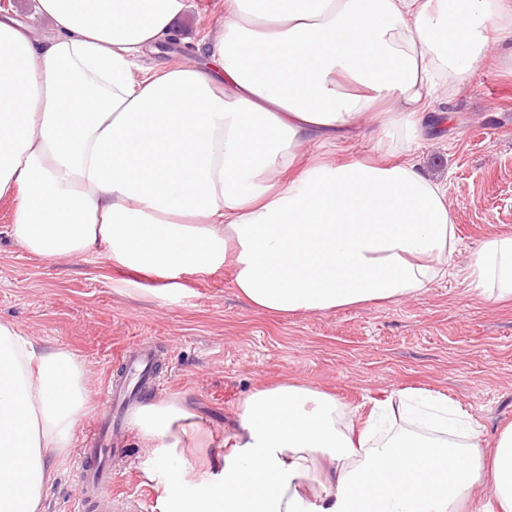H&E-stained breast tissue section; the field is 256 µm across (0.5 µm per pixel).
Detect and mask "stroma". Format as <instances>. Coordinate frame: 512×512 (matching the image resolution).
<instances>
[{
  "label": "stroma",
  "instance_id": "35a3bbf8",
  "mask_svg": "<svg viewBox=\"0 0 512 512\" xmlns=\"http://www.w3.org/2000/svg\"><path fill=\"white\" fill-rule=\"evenodd\" d=\"M167 49L148 65L198 61L196 41L224 14V0H188ZM416 155L424 172L448 186L457 244L448 273L403 301L327 313L276 316L238 297L231 269L171 285L89 255L60 262L32 257L9 235L14 203L0 199V320L37 341L60 345L89 372L87 411L69 452L56 458L46 512H69L78 495L73 471L97 434L99 393L117 374L120 350L156 345L160 386L149 401L184 402L221 445L236 406L255 387L297 381L336 396L342 420L359 422L402 392L442 395L472 416L490 450L512 425V301L474 291L469 264L493 235L512 236V68L490 62L448 104L444 124L428 126ZM117 479L136 471L160 493L175 472L133 428L112 438Z\"/></svg>",
  "mask_w": 512,
  "mask_h": 512
}]
</instances>
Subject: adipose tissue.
<instances>
[{
    "label": "adipose tissue",
    "mask_w": 512,
    "mask_h": 512,
    "mask_svg": "<svg viewBox=\"0 0 512 512\" xmlns=\"http://www.w3.org/2000/svg\"><path fill=\"white\" fill-rule=\"evenodd\" d=\"M187 0H36L56 34L0 18V199L10 235L46 262L96 253L169 278L224 267L253 309L322 313L397 301L446 273L455 228L445 186L411 156L432 101L492 59L512 61V0H224L198 64L147 66ZM374 118L397 161L321 158ZM470 284L512 300V237L475 253ZM87 369L0 321V512H46L83 415ZM336 397L298 382L252 390L232 451L198 473L191 413L139 406L145 447L177 469L178 512H454L491 482L512 512V426L489 455L460 407L436 396L370 412L352 434ZM432 430L375 442L387 420Z\"/></svg>",
    "instance_id": "ef3b65f1"
}]
</instances>
